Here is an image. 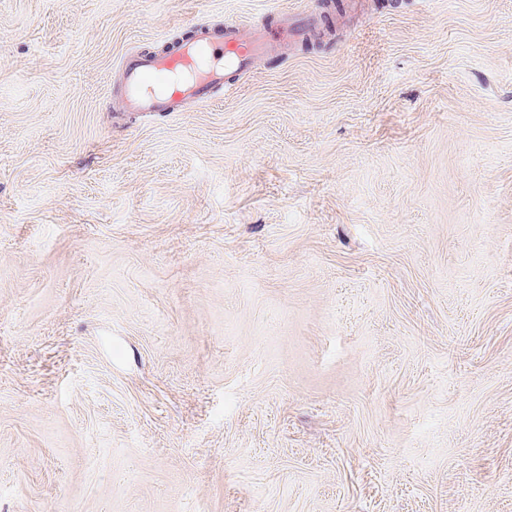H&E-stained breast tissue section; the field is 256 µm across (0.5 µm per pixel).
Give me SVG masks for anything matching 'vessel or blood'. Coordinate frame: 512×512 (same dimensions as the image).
<instances>
[{
    "instance_id": "1",
    "label": "vessel or blood",
    "mask_w": 512,
    "mask_h": 512,
    "mask_svg": "<svg viewBox=\"0 0 512 512\" xmlns=\"http://www.w3.org/2000/svg\"><path fill=\"white\" fill-rule=\"evenodd\" d=\"M312 26L311 19L288 13L278 14L269 27L242 22L220 29L195 25L164 52L122 59V82L112 109L175 113L212 104L218 94L237 92L244 71L284 55Z\"/></svg>"
}]
</instances>
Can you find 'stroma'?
<instances>
[{
  "mask_svg": "<svg viewBox=\"0 0 512 512\" xmlns=\"http://www.w3.org/2000/svg\"><path fill=\"white\" fill-rule=\"evenodd\" d=\"M0 0V512H512V0ZM330 12L115 118L123 56Z\"/></svg>",
  "mask_w": 512,
  "mask_h": 512,
  "instance_id": "obj_1",
  "label": "stroma"
}]
</instances>
